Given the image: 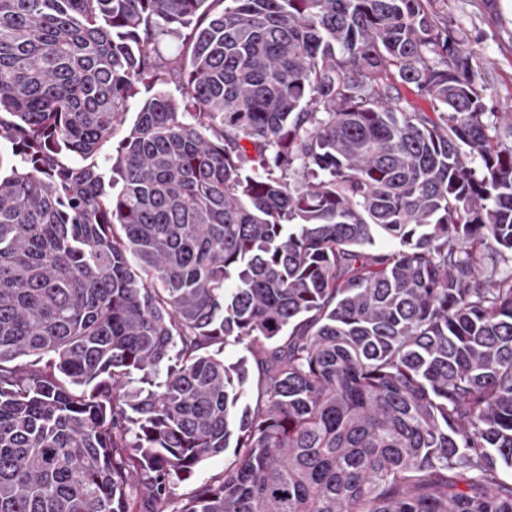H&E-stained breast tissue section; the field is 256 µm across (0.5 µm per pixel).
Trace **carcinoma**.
I'll list each match as a JSON object with an SVG mask.
<instances>
[{
	"mask_svg": "<svg viewBox=\"0 0 512 512\" xmlns=\"http://www.w3.org/2000/svg\"><path fill=\"white\" fill-rule=\"evenodd\" d=\"M482 64L447 0H0V512H512ZM224 473V454L205 460L195 471L191 479L178 483L175 493L180 496L189 495L201 483L211 480Z\"/></svg>",
	"mask_w": 512,
	"mask_h": 512,
	"instance_id": "1",
	"label": "carcinoma"
}]
</instances>
